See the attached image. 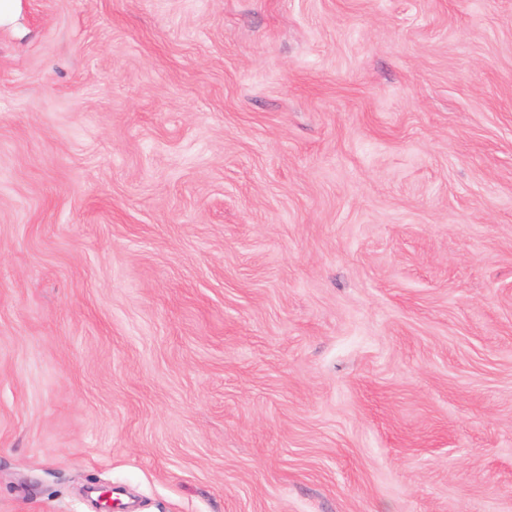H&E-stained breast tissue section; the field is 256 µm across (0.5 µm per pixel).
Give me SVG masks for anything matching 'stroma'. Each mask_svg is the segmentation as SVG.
Returning <instances> with one entry per match:
<instances>
[{"label":"stroma","mask_w":512,"mask_h":512,"mask_svg":"<svg viewBox=\"0 0 512 512\" xmlns=\"http://www.w3.org/2000/svg\"><path fill=\"white\" fill-rule=\"evenodd\" d=\"M512 512V0H15L0 512Z\"/></svg>","instance_id":"stroma-1"}]
</instances>
